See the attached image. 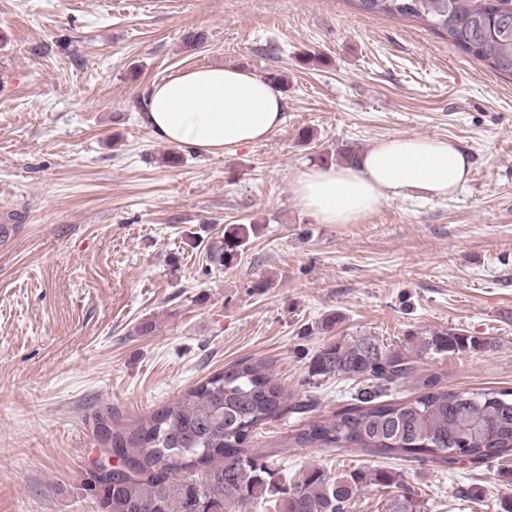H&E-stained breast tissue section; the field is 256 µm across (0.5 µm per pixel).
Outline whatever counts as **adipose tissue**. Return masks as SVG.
<instances>
[{"instance_id":"1","label":"adipose tissue","mask_w":512,"mask_h":512,"mask_svg":"<svg viewBox=\"0 0 512 512\" xmlns=\"http://www.w3.org/2000/svg\"><path fill=\"white\" fill-rule=\"evenodd\" d=\"M140 120L161 142L217 154L268 139L286 116L276 83L240 67L207 66L152 83ZM470 173L468 153L454 142L398 136L351 164L305 166L290 193L318 223L359 224L392 198L451 196Z\"/></svg>"}]
</instances>
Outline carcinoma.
I'll return each instance as SVG.
<instances>
[{
    "instance_id": "obj_1",
    "label": "carcinoma",
    "mask_w": 512,
    "mask_h": 512,
    "mask_svg": "<svg viewBox=\"0 0 512 512\" xmlns=\"http://www.w3.org/2000/svg\"><path fill=\"white\" fill-rule=\"evenodd\" d=\"M361 13L411 20L426 26L494 71L512 77V0H350ZM248 231L234 224L211 247L213 263L228 266L247 242ZM487 346L453 331L422 339L431 356ZM416 372L414 360L373 336L338 339L311 360L313 378L344 377L357 383L354 403L333 417L312 421L288 439L311 448H363L389 457L429 460L454 466L453 453L474 462L512 454V390L453 391L434 376L421 379L415 395L383 401L390 384ZM307 405H287L283 387L261 362L240 360L189 388L172 406L126 424L110 414L112 447L136 465L132 478L112 483L98 497L100 512H224V501H258L280 495L275 512H348L367 482L389 487L388 471L353 472L332 478L313 467L293 486L275 480L274 463L244 448L259 426ZM385 512H427L401 495Z\"/></svg>"
}]
</instances>
